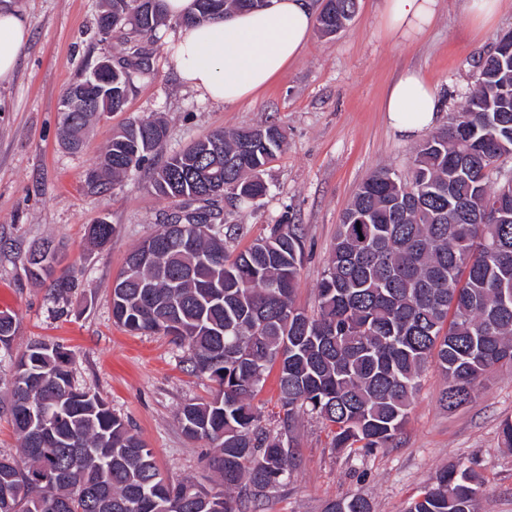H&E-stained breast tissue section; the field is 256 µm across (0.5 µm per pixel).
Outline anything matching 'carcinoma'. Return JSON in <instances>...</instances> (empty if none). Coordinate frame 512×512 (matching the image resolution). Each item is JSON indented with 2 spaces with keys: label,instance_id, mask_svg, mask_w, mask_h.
<instances>
[{
  "label": "carcinoma",
  "instance_id": "obj_1",
  "mask_svg": "<svg viewBox=\"0 0 512 512\" xmlns=\"http://www.w3.org/2000/svg\"><path fill=\"white\" fill-rule=\"evenodd\" d=\"M200 9L188 24L246 10ZM356 0H336L341 27ZM136 0H103L101 38L130 31L152 37L166 19L102 27ZM147 71L127 63L128 78L104 92H64L60 138L76 150L83 131L105 112H118L122 93ZM512 68L487 60L463 112L417 149L411 176L372 172L343 213L332 254L316 289L312 315L294 302L304 255L302 228L273 224L267 236L230 260L222 209L226 197L251 204L263 197L265 166L284 146L279 126L215 131L156 167L150 187L176 204L160 228L128 253L112 288V318L125 331L158 334L189 351L191 373L217 383L208 401L176 413L183 434L210 444L208 468L219 490L191 479L172 482L152 449L98 394L74 385V353L35 341L12 353L14 317L0 311V366L10 367L8 412L17 455L0 457V512H242L260 502L297 467L298 457L262 426L253 400L264 374L278 366L283 430L301 414L328 431L330 446L374 452L402 430L422 373L431 363L448 385L441 402L452 410L472 397L480 379L512 366V181L490 185L498 159L512 156ZM157 121L126 124L112 135L90 183L103 188L138 171L161 150ZM116 227L89 229L93 242L112 240ZM53 241L28 250L36 281L53 278ZM77 286L53 278L62 297ZM46 479L38 481V476ZM484 483L472 470H440L406 512H477ZM223 508L215 509V499ZM324 512H373L362 494L327 502Z\"/></svg>",
  "mask_w": 512,
  "mask_h": 512
}]
</instances>
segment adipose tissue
<instances>
[{
    "instance_id": "1",
    "label": "adipose tissue",
    "mask_w": 512,
    "mask_h": 512,
    "mask_svg": "<svg viewBox=\"0 0 512 512\" xmlns=\"http://www.w3.org/2000/svg\"><path fill=\"white\" fill-rule=\"evenodd\" d=\"M438 0H384L382 24L395 43L418 39L437 15ZM315 16L307 0H273L271 6L186 27L173 60L183 82L202 98L234 104L257 94L300 55ZM28 39L24 21L0 9V81L14 72ZM440 103L414 71L390 88L385 110L391 125L412 137L436 122Z\"/></svg>"
}]
</instances>
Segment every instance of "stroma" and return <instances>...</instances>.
<instances>
[{
	"label": "stroma",
	"instance_id": "obj_1",
	"mask_svg": "<svg viewBox=\"0 0 512 512\" xmlns=\"http://www.w3.org/2000/svg\"><path fill=\"white\" fill-rule=\"evenodd\" d=\"M29 37L10 80L0 83V311L16 319L12 348L31 341L60 343L76 353L78 387L96 392L127 419L152 448L165 477L209 485L205 441L187 439L175 415L181 404L206 400L216 384L187 373V352L160 335H133L112 319V283L129 250L155 232L173 204L146 187L138 172L97 190L87 184L114 130L133 119H158L172 154L217 129L276 123L285 146L266 166V197L241 208L224 207L225 224L239 232L228 244L237 254L264 237L270 225L298 224L305 258L295 304L316 306V288L329 261L337 228L358 186L376 169L410 173L423 135L397 132L383 110L384 97L402 74L415 71L436 93V126L461 112L479 75L478 61L498 37L512 31V0L483 22L464 0H439L431 29L417 42L396 44L379 30L382 0H359L346 30L329 37L311 32L299 59L264 92L236 104L200 98L184 83L172 59L182 31L168 19L153 38L101 39L95 18L101 0H12ZM141 49L149 70L139 77L123 111L108 112L89 129L80 150L59 138L62 95L87 65ZM115 225L111 242L90 243V225ZM50 239L58 248L56 273L78 286L64 299L49 284L33 283L28 248ZM446 381L436 366L425 370L407 422L392 447L370 454L333 449L319 423L299 416L282 431L276 373L255 399L271 434H286L300 466L261 507L243 512H322L331 500L357 493L373 512H405L412 495L443 467L457 464L484 481L478 512H512V449L500 425L512 419V367H498L456 409L440 402Z\"/></svg>",
	"mask_w": 512,
	"mask_h": 512
}]
</instances>
